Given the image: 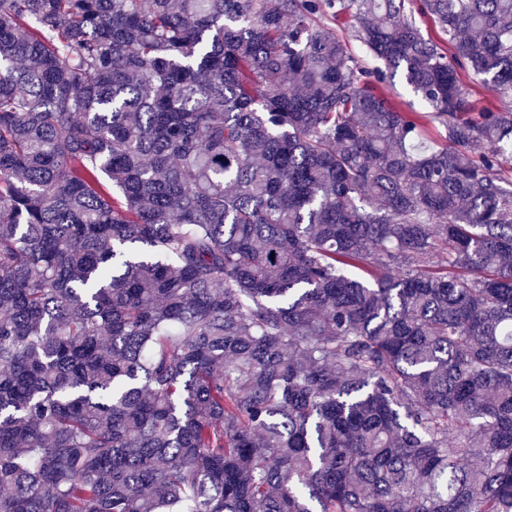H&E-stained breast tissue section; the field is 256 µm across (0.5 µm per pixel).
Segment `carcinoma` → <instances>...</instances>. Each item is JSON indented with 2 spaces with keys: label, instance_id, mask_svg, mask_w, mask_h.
Wrapping results in <instances>:
<instances>
[{
  "label": "carcinoma",
  "instance_id": "obj_1",
  "mask_svg": "<svg viewBox=\"0 0 512 512\" xmlns=\"http://www.w3.org/2000/svg\"><path fill=\"white\" fill-rule=\"evenodd\" d=\"M405 2L0 0V512H512V0ZM463 83L469 90L479 105H495L502 107L501 96L497 88L491 84L482 82L471 75L467 68L456 67ZM387 92L392 100L405 112H427L428 109L420 105V100L405 82L396 76L389 84Z\"/></svg>",
  "mask_w": 512,
  "mask_h": 512
}]
</instances>
